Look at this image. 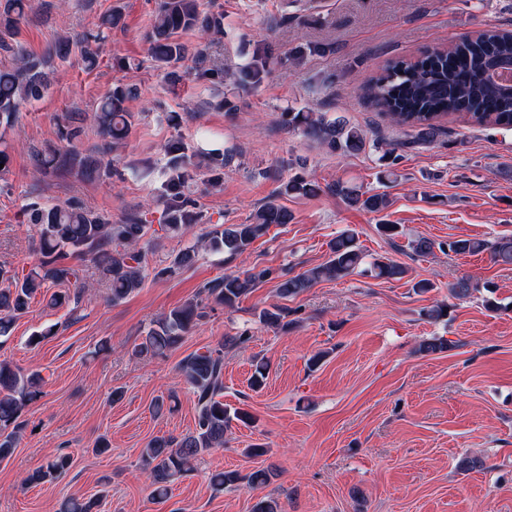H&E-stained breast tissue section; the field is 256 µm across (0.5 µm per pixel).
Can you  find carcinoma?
Wrapping results in <instances>:
<instances>
[{
    "mask_svg": "<svg viewBox=\"0 0 512 512\" xmlns=\"http://www.w3.org/2000/svg\"><path fill=\"white\" fill-rule=\"evenodd\" d=\"M29 0H3L0 3V50L9 54L10 64L0 67V125L11 126L27 104L41 99L50 88L46 71L48 60L38 56L19 42L8 39L16 34L25 18ZM201 29L213 35L223 33L221 16L200 11L198 0H159L154 22L148 34L150 54L156 66L167 71L171 83L180 81L179 64L186 58L187 49L177 39L181 31ZM512 62V30L490 28L463 37L448 49H440L417 62L399 60L387 67L368 84L371 102L381 108L398 126L415 131L412 142L431 140L438 123L445 117L460 116L478 126L512 127V84L504 79L498 68ZM133 90L115 86L99 103L93 120L104 143L95 147L96 156L82 154L72 147L65 152L50 148L38 153L35 161L40 168L56 162L68 167L86 180L103 175V161L128 136L131 113L126 102ZM285 126L299 130L319 141L332 152L359 154L365 151L366 135L343 120L328 119L319 112H284ZM60 130L62 140L71 144L83 134L81 115L66 116ZM170 177L163 195L167 224L162 229L179 233L183 226L198 220L196 203L185 187L192 178V168L177 140L166 146ZM398 156L389 150L382 155L380 178L397 179L394 165ZM349 206L380 213L389 206L385 193L367 194L356 186L337 182L330 186ZM314 186L302 176L284 183L253 215L248 224H230L204 238L203 244L214 252L241 255L272 226L292 220L288 208L280 199L305 196ZM28 221L37 228L43 260L40 265L20 274L0 267V337L9 335L14 319L24 313L32 296L47 282L74 286V292L51 295V304L61 307L78 301L81 286L80 269L72 259L88 258L101 265L109 275L112 303L118 304L141 287L144 279V250L141 241L148 225L138 216L123 224L86 209L77 199L48 205L39 201L27 204ZM448 251L455 255L490 253L501 264H512V236H502L490 242L477 238H460L448 242ZM196 258L193 247L179 251L170 264L157 272L159 277H171L190 267ZM365 255L355 235L344 230L329 243L326 262L289 275H281L279 295L296 297L317 283L338 280L355 273L364 264ZM368 271L378 279L400 280L407 269L392 259L380 257L369 263ZM271 275L270 270L226 273L207 283L203 292L215 303L233 308L247 298L256 286ZM477 289L467 277L456 279L449 288L454 299H465ZM202 303L189 301L173 308L158 320L134 349L140 357L162 356L176 348L202 319ZM288 316V309L274 306L259 311L260 322L279 326ZM452 344L443 337L422 342L418 351L424 354L443 352ZM178 371L193 390L197 400L195 430L181 439L155 437L142 450L148 470L151 495L158 501L167 498L171 483L195 470L200 455L212 448L224 447V433L232 421L249 424L252 416L243 409L230 410L224 405V351L221 348L207 353H193L178 364ZM42 378L36 373L25 374L6 361H0V461L12 456L21 430L19 418L28 401L40 393ZM72 466L68 454L50 457L46 464L29 474L23 484L52 481ZM273 471L256 469L245 475L236 470L215 471L209 477L217 491L244 483L258 488L270 482ZM99 499H64L60 512H97Z\"/></svg>",
    "mask_w": 512,
    "mask_h": 512,
    "instance_id": "obj_1",
    "label": "carcinoma"
}]
</instances>
